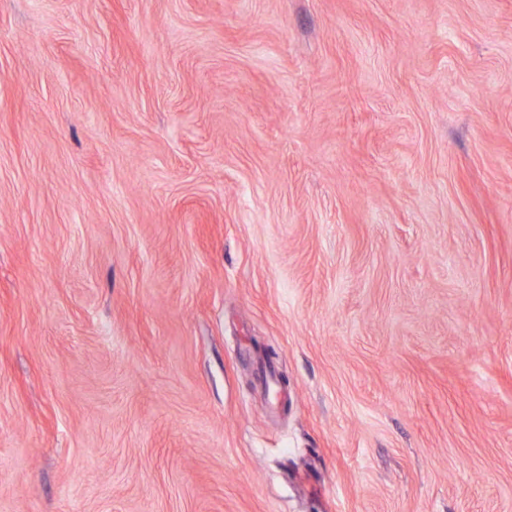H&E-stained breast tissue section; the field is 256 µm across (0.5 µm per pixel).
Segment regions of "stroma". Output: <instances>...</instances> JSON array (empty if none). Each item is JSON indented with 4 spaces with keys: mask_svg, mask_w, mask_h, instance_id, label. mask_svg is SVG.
Here are the masks:
<instances>
[{
    "mask_svg": "<svg viewBox=\"0 0 512 512\" xmlns=\"http://www.w3.org/2000/svg\"><path fill=\"white\" fill-rule=\"evenodd\" d=\"M0 512H512V0H0Z\"/></svg>",
    "mask_w": 512,
    "mask_h": 512,
    "instance_id": "1",
    "label": "stroma"
}]
</instances>
